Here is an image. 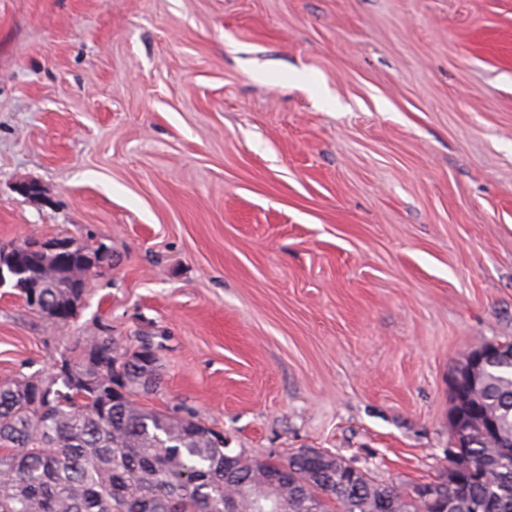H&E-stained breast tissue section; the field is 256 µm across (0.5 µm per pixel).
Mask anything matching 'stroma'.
<instances>
[{
    "instance_id": "1",
    "label": "stroma",
    "mask_w": 512,
    "mask_h": 512,
    "mask_svg": "<svg viewBox=\"0 0 512 512\" xmlns=\"http://www.w3.org/2000/svg\"><path fill=\"white\" fill-rule=\"evenodd\" d=\"M29 234L114 262L57 331L0 289V384L147 337L139 402L230 452L434 480L450 369L512 342V0H0Z\"/></svg>"
}]
</instances>
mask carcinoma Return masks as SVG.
<instances>
[{"mask_svg": "<svg viewBox=\"0 0 512 512\" xmlns=\"http://www.w3.org/2000/svg\"><path fill=\"white\" fill-rule=\"evenodd\" d=\"M81 267L47 268L59 284L28 310L49 320L58 303H80ZM130 350L110 336H87L65 356L83 374L73 386L57 373L0 385V512H512V367L492 365L468 400L451 405L471 418L477 441L448 459L437 481L448 502L429 503L327 452L284 459L226 451L224 436L192 413L147 408L128 365Z\"/></svg>", "mask_w": 512, "mask_h": 512, "instance_id": "1", "label": "carcinoma"}]
</instances>
